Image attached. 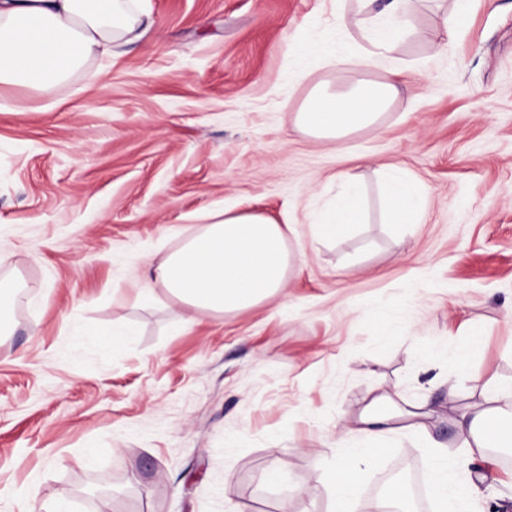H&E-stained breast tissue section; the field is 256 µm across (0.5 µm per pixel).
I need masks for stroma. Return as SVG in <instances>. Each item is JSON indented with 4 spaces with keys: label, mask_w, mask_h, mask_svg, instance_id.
Wrapping results in <instances>:
<instances>
[{
    "label": "stroma",
    "mask_w": 512,
    "mask_h": 512,
    "mask_svg": "<svg viewBox=\"0 0 512 512\" xmlns=\"http://www.w3.org/2000/svg\"><path fill=\"white\" fill-rule=\"evenodd\" d=\"M144 6L142 39L53 90L0 86V239L15 252L0 281L21 297L0 333V512H25L32 488L71 512H223L225 491L239 512H329L324 489L298 490L380 387L431 401L468 485L481 461L460 459L452 419L488 379L512 385V0H471L437 46L427 0L392 54L398 102L339 145L291 116L317 84L357 77L365 41L340 0ZM317 37L339 68L298 60ZM391 166L420 184L423 223H383ZM344 176L367 221L324 241L314 215ZM218 202L294 224L283 296L199 321L135 303L150 245ZM115 323L135 329L118 355L75 334ZM430 465L391 435L355 512L387 473ZM485 472L481 512H512V469Z\"/></svg>",
    "instance_id": "stroma-1"
}]
</instances>
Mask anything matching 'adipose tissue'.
<instances>
[{"label": "adipose tissue", "mask_w": 512, "mask_h": 512, "mask_svg": "<svg viewBox=\"0 0 512 512\" xmlns=\"http://www.w3.org/2000/svg\"><path fill=\"white\" fill-rule=\"evenodd\" d=\"M352 23L367 42L352 64L362 76L352 82L322 83L291 117L304 136L341 143L376 125L394 105L397 72L367 77L368 69L390 55L414 31L418 0H357ZM148 29L141 10L128 0H0V85L47 91L64 82L113 45L139 41ZM387 221L397 227L421 223L425 211L417 183L399 171L384 180ZM193 229L175 232V246L148 263L133 279L131 293L140 304L169 299L195 316H221L274 300L285 286L291 253L288 241L296 229L265 214L234 206L201 213ZM363 220L362 191L346 181L336 203L322 210L313 224L316 234L332 240ZM512 402V388L488 381L481 400L456 422L455 442L474 457L485 449L512 446V425L503 419L501 400ZM435 409L428 400L398 403L386 390H375L337 432L343 454L316 467L313 480L329 493L331 512H351L352 498L385 437L405 430L432 452L431 483L438 512H475L479 483L468 493L452 495L454 473L445 444L430 429Z\"/></svg>", "instance_id": "1"}]
</instances>
